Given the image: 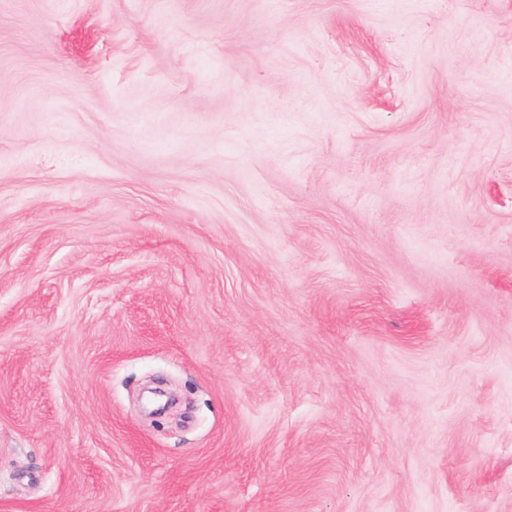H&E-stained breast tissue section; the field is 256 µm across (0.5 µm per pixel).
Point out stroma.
Returning a JSON list of instances; mask_svg holds the SVG:
<instances>
[{
	"label": "stroma",
	"mask_w": 512,
	"mask_h": 512,
	"mask_svg": "<svg viewBox=\"0 0 512 512\" xmlns=\"http://www.w3.org/2000/svg\"><path fill=\"white\" fill-rule=\"evenodd\" d=\"M0 512H512V0H0Z\"/></svg>",
	"instance_id": "obj_1"
}]
</instances>
